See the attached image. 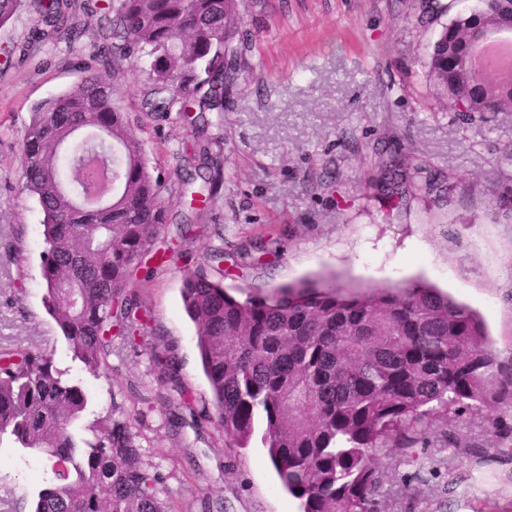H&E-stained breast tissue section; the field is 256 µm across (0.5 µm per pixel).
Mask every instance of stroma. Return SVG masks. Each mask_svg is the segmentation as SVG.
Masks as SVG:
<instances>
[{
  "label": "stroma",
  "mask_w": 512,
  "mask_h": 512,
  "mask_svg": "<svg viewBox=\"0 0 512 512\" xmlns=\"http://www.w3.org/2000/svg\"><path fill=\"white\" fill-rule=\"evenodd\" d=\"M80 30L39 39L38 0L0 26V345L52 352L79 383L89 415L120 406L136 418L145 462L163 477L176 512H298L263 448L230 450L213 420L197 330L181 298L188 272L224 251L233 295L333 273L373 287L421 280L483 317L500 379L512 381V109L472 116L435 107L427 51L437 26L418 24L423 0H241L242 23L224 83V124L210 129L223 180L196 238L177 242L187 213L179 179L195 142L177 112H148L151 83L118 67L112 0H67ZM113 79L131 129L167 177L168 222L142 258L151 275L134 289L154 335L115 344L105 369L74 360L43 303V215L21 191V142L33 106L85 72ZM420 165L436 182L395 203L381 165ZM18 242L22 255L6 254ZM21 305H14V297ZM172 348L182 367L162 381L153 352ZM192 403L205 418L172 431ZM379 512H512V399L437 421L426 446L379 458ZM51 477L37 451L0 443V512H14Z\"/></svg>",
  "instance_id": "obj_1"
}]
</instances>
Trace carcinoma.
I'll return each mask as SVG.
<instances>
[{
  "label": "carcinoma",
  "mask_w": 512,
  "mask_h": 512,
  "mask_svg": "<svg viewBox=\"0 0 512 512\" xmlns=\"http://www.w3.org/2000/svg\"><path fill=\"white\" fill-rule=\"evenodd\" d=\"M24 3L0 0V26ZM453 5L424 0L419 19L436 20ZM41 18L47 37L77 35L63 0H43ZM240 20L238 0H119L110 26L116 58L145 66L153 93H169L151 111L175 108L191 124L194 113L213 112L221 126ZM488 21L512 25V4L480 0L442 24L427 53L428 77L450 112L512 107V89L486 100L476 87L490 74L454 64ZM21 152V188L44 215V306L72 358L95 375L112 338L135 347L153 333L130 288L168 223L165 185L112 83L97 75L33 108ZM201 167L209 174L189 176L182 192L198 218L212 210L221 179L220 163ZM408 179L399 167L381 190L400 200ZM181 298L225 447L259 438L299 512H377V456L413 448L448 412L479 410L502 394L482 317L425 282L356 290L303 279L241 300L197 268ZM153 362L160 376H178L174 350L153 352ZM64 375L50 352L0 346V443L39 451L52 472L33 512H171L129 419L111 411L84 426L90 436L73 432L88 401Z\"/></svg>",
  "instance_id": "carcinoma-1"
}]
</instances>
